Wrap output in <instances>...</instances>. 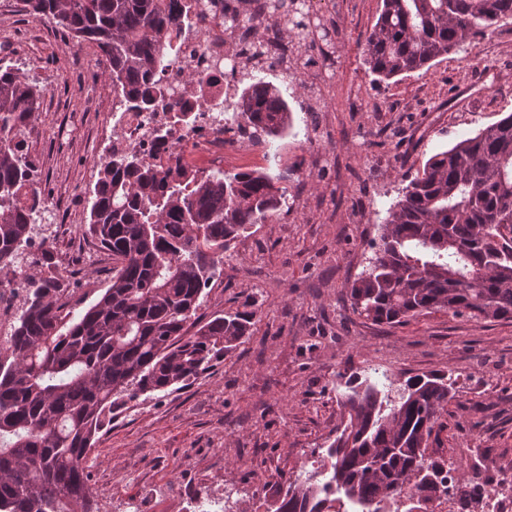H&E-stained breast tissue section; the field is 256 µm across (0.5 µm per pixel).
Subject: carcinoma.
<instances>
[{
  "label": "carcinoma",
  "mask_w": 512,
  "mask_h": 512,
  "mask_svg": "<svg viewBox=\"0 0 512 512\" xmlns=\"http://www.w3.org/2000/svg\"><path fill=\"white\" fill-rule=\"evenodd\" d=\"M26 2L36 18L96 45L115 100L148 109L166 96L154 75L179 29L171 0ZM278 6L303 42V4ZM511 20L512 0H382L363 62L391 80ZM42 92L0 68V288L26 265L23 305L0 347V512H96L86 463L112 409L189 384L253 332L255 310L214 317L189 337L186 325L224 251L287 198L264 173L200 176L111 147L85 233L116 266L94 304L68 307L53 252L28 251L40 206L31 145ZM234 111L267 137L292 122L270 82L244 88ZM387 213L374 255L349 287L355 313L387 324L438 310L512 321V113L432 154ZM378 373L367 366L342 383L340 424L326 449L339 496L321 498L311 479H288L274 512H389L406 484L418 495L405 512H419L442 485L440 459L428 449L451 378L415 375L395 401Z\"/></svg>",
  "instance_id": "obj_1"
}]
</instances>
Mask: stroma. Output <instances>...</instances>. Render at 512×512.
Returning <instances> with one entry per match:
<instances>
[{"label": "stroma", "mask_w": 512, "mask_h": 512, "mask_svg": "<svg viewBox=\"0 0 512 512\" xmlns=\"http://www.w3.org/2000/svg\"><path fill=\"white\" fill-rule=\"evenodd\" d=\"M314 2L342 30L322 115L328 137L318 145L334 163L312 165L309 94L277 65L251 69L292 110V125L269 138L267 159L255 165L286 187L288 204L225 252L198 316L204 323L249 302L258 322L189 385L113 410L87 462L97 512H181L194 496L227 494L234 512H267L284 479L320 472V450L340 422L336 375L350 366L387 365L396 391L414 374H451L453 397L431 449L466 467L475 455L512 464V321L438 311L375 324L347 296L405 177L435 150L512 113V23L430 68L377 82L359 46L380 0ZM0 66L45 89L32 153L56 209L41 234L91 304L112 277L111 256L85 233L97 162L112 138L102 125L112 84L101 53L31 16L25 0H0ZM76 112L82 122L72 121Z\"/></svg>", "instance_id": "stroma-1"}]
</instances>
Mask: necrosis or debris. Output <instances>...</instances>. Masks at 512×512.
I'll list each match as a JSON object with an SVG mask.
<instances>
[{
  "instance_id": "4bbe7bcc",
  "label": "necrosis or debris",
  "mask_w": 512,
  "mask_h": 512,
  "mask_svg": "<svg viewBox=\"0 0 512 512\" xmlns=\"http://www.w3.org/2000/svg\"><path fill=\"white\" fill-rule=\"evenodd\" d=\"M174 8L182 34L155 79L179 102L183 113L113 107L105 115L112 126L113 145L137 151L153 165L174 157L195 172L253 159L260 143L251 138V126L224 109L225 96L234 92L226 77L246 68L243 53L256 43L262 46L263 60L286 65L291 43L276 29L260 36L249 26L225 25L220 0H174ZM444 475L446 488L437 497L448 501V512H473L477 507L482 512H512V469L486 471L484 483L465 493L457 486L455 466L445 468Z\"/></svg>"
}]
</instances>
